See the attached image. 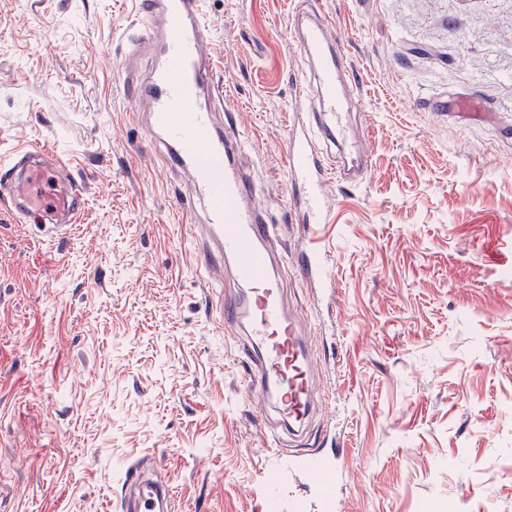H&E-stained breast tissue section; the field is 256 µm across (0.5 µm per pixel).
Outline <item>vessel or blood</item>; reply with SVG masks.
Here are the masks:
<instances>
[{"instance_id":"obj_1","label":"vessel or blood","mask_w":512,"mask_h":512,"mask_svg":"<svg viewBox=\"0 0 512 512\" xmlns=\"http://www.w3.org/2000/svg\"><path fill=\"white\" fill-rule=\"evenodd\" d=\"M133 45L152 50L156 63L147 79L126 74L123 90L145 103L139 122L163 165L179 170L189 186L177 204L202 218L207 239L201 271L216 286L233 266L238 291L225 296L219 327L239 335L249 360L247 387L264 414L296 432L323 407L313 356L299 315L289 311L282 277L285 257L280 228L258 204L259 176L247 162L246 138L214 90L213 40L202 0H131ZM330 19L314 5L296 12L291 38L301 62L296 107L284 148L296 221L308 225L301 275L313 284L330 281L325 229L330 210L324 187L336 164L342 180H362L369 154L352 133L359 101L351 91L347 61L329 42ZM69 161L47 145L18 149L0 162V205L40 236L63 238L85 210L83 185L70 178ZM267 451L280 475L314 472L310 459L290 458L265 427ZM170 489L128 468L120 494L122 512H168Z\"/></svg>"}]
</instances>
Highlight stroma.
Returning <instances> with one entry per match:
<instances>
[{
  "label": "stroma",
  "instance_id": "1",
  "mask_svg": "<svg viewBox=\"0 0 512 512\" xmlns=\"http://www.w3.org/2000/svg\"><path fill=\"white\" fill-rule=\"evenodd\" d=\"M298 0H208L215 86L298 256L283 148ZM361 87L370 169L326 185L335 281L288 277L317 334L319 480L282 512H512V0H323ZM129 0H0V154L74 155L58 243L0 205V512H118L124 469L180 512H265L273 460L216 329L187 191L126 99Z\"/></svg>",
  "mask_w": 512,
  "mask_h": 512
}]
</instances>
